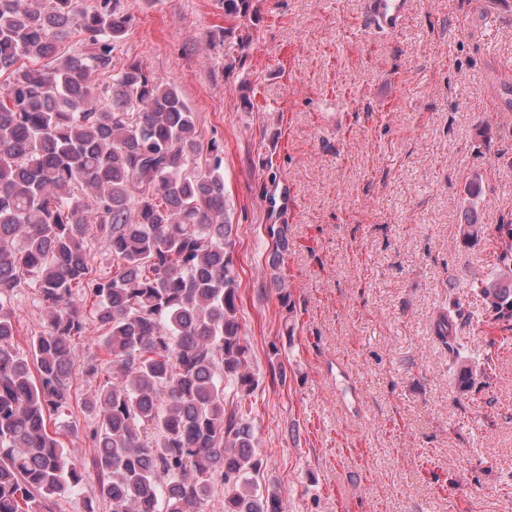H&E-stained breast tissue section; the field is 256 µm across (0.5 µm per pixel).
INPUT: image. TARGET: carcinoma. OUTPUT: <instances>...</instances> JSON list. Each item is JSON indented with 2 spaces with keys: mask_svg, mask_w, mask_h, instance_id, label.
<instances>
[{
  "mask_svg": "<svg viewBox=\"0 0 512 512\" xmlns=\"http://www.w3.org/2000/svg\"><path fill=\"white\" fill-rule=\"evenodd\" d=\"M243 21L251 0H220ZM125 0H0V298L38 283L46 314L28 352L0 301V512H52L96 484L112 512H283L254 479L247 417L225 389L255 385L238 319L237 229L224 192V143L204 141L176 85L132 60L114 65ZM72 50H60L69 35ZM112 254L89 263L86 229ZM266 269L283 300L288 225L270 227ZM478 290L488 324L512 330V223L494 228ZM104 329L111 376L88 390L87 463L49 429L71 400L84 306Z\"/></svg>",
  "mask_w": 512,
  "mask_h": 512,
  "instance_id": "cac0c4a2",
  "label": "carcinoma"
}]
</instances>
